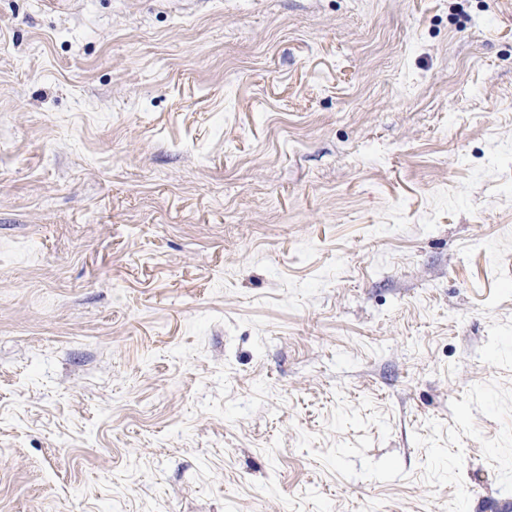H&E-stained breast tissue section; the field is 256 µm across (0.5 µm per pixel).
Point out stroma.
I'll list each match as a JSON object with an SVG mask.
<instances>
[{"mask_svg":"<svg viewBox=\"0 0 512 512\" xmlns=\"http://www.w3.org/2000/svg\"><path fill=\"white\" fill-rule=\"evenodd\" d=\"M0 0V512L512 503V0Z\"/></svg>","mask_w":512,"mask_h":512,"instance_id":"obj_1","label":"stroma"}]
</instances>
